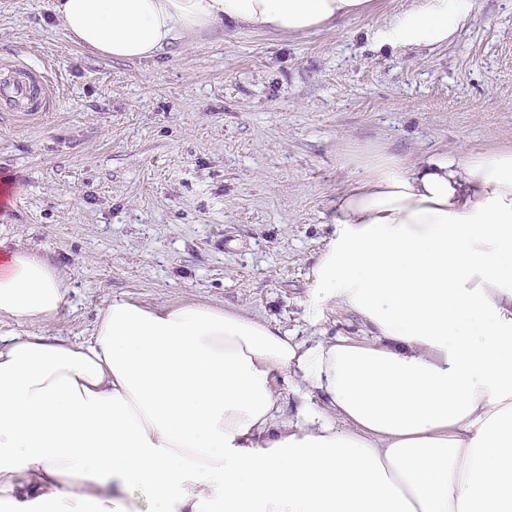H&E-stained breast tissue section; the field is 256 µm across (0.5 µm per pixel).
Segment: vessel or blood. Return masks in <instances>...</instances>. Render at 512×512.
<instances>
[{"instance_id":"b4317fda","label":"vessel or blood","mask_w":512,"mask_h":512,"mask_svg":"<svg viewBox=\"0 0 512 512\" xmlns=\"http://www.w3.org/2000/svg\"><path fill=\"white\" fill-rule=\"evenodd\" d=\"M52 102L51 85L25 65L11 67L6 76L0 78V112L34 120L50 111Z\"/></svg>"}]
</instances>
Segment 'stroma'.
Listing matches in <instances>:
<instances>
[{"label": "stroma", "mask_w": 512, "mask_h": 512, "mask_svg": "<svg viewBox=\"0 0 512 512\" xmlns=\"http://www.w3.org/2000/svg\"><path fill=\"white\" fill-rule=\"evenodd\" d=\"M410 0L300 37L197 31L141 60L63 34L52 0H0V64L50 68L55 107L0 114V245L68 284L47 336L87 343L115 298L232 308L309 342L363 338L356 313H316L309 273L353 179L381 147L407 166L512 148V0H473L447 43L379 46ZM284 415L322 396L288 373Z\"/></svg>", "instance_id": "stroma-1"}]
</instances>
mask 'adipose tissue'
Segmentation results:
<instances>
[{
    "label": "adipose tissue",
    "mask_w": 512,
    "mask_h": 512,
    "mask_svg": "<svg viewBox=\"0 0 512 512\" xmlns=\"http://www.w3.org/2000/svg\"><path fill=\"white\" fill-rule=\"evenodd\" d=\"M370 3L52 9L68 40L132 60L214 25L298 37ZM472 7L413 0L380 41L447 42ZM346 163L309 303L369 337L309 346L233 309L126 298L88 343L0 330V512H512V150ZM67 293L46 261L0 255V323L52 322ZM279 370L329 417L281 418Z\"/></svg>",
    "instance_id": "1"
}]
</instances>
